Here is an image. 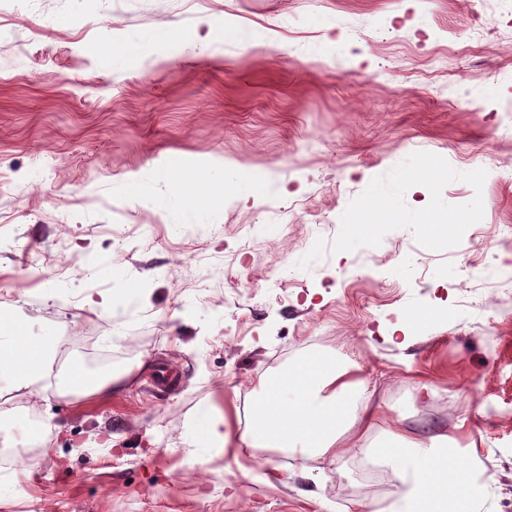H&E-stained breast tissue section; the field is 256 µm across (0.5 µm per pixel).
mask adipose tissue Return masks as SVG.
I'll list each match as a JSON object with an SVG mask.
<instances>
[{
  "label": "adipose tissue",
  "instance_id": "adipose-tissue-1",
  "mask_svg": "<svg viewBox=\"0 0 512 512\" xmlns=\"http://www.w3.org/2000/svg\"><path fill=\"white\" fill-rule=\"evenodd\" d=\"M56 355L55 343L30 336L20 307L0 308V387L36 382ZM361 368L309 355L290 368L260 377L249 430L234 434L226 419L203 412V442L227 448H277L301 457L334 463L344 448L373 451L398 473L404 489L385 512H472L484 499L485 485L471 472L478 462L475 444L460 445L445 433L421 441L402 430L383 412L349 401L363 389ZM387 443L370 448L375 429Z\"/></svg>",
  "mask_w": 512,
  "mask_h": 512
}]
</instances>
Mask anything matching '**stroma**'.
<instances>
[{
    "label": "stroma",
    "mask_w": 512,
    "mask_h": 512,
    "mask_svg": "<svg viewBox=\"0 0 512 512\" xmlns=\"http://www.w3.org/2000/svg\"><path fill=\"white\" fill-rule=\"evenodd\" d=\"M211 21L260 43L208 40ZM168 27L178 39L141 44ZM141 181L173 201L142 202ZM490 263L512 274L501 0H0V304L55 341L57 367L0 391V512L389 500L397 473L355 450L325 467L200 445L202 409L245 432L258 379L309 354L362 366L410 433L475 443L480 512H512V291L469 277ZM128 293L141 302L111 316L87 302ZM415 311L409 346L382 340ZM105 354L124 388L70 395L71 368L98 376ZM155 356L183 372L172 391L142 388ZM24 411L51 453L8 440Z\"/></svg>",
    "instance_id": "obj_1"
}]
</instances>
